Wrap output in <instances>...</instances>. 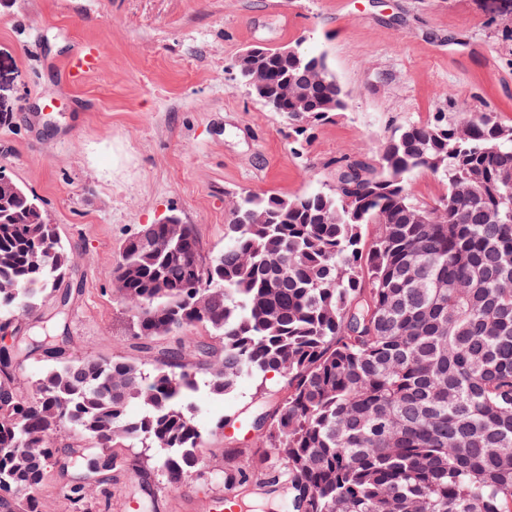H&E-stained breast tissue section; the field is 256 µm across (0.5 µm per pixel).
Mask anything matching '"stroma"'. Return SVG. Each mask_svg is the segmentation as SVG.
Masks as SVG:
<instances>
[{
    "label": "stroma",
    "instance_id": "obj_1",
    "mask_svg": "<svg viewBox=\"0 0 512 512\" xmlns=\"http://www.w3.org/2000/svg\"><path fill=\"white\" fill-rule=\"evenodd\" d=\"M493 0H0V172L35 195L71 254L68 345L78 355L150 364L129 336L111 271L124 242L177 216L203 256L224 246L232 199L282 196L334 183L337 157H374L391 131L436 112H494L512 124V41ZM306 40L346 93L343 112L295 147L287 122L239 81L248 46ZM97 65L68 76L86 46ZM282 375L239 380L189 401L202 427L201 475L171 486L160 471L135 482L113 472L109 512H291L282 494L224 485V452H251L242 424L274 404Z\"/></svg>",
    "mask_w": 512,
    "mask_h": 512
}]
</instances>
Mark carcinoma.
<instances>
[{
  "mask_svg": "<svg viewBox=\"0 0 512 512\" xmlns=\"http://www.w3.org/2000/svg\"><path fill=\"white\" fill-rule=\"evenodd\" d=\"M235 66L247 85L261 68L264 103L294 89L282 114L299 136L344 108L325 56L301 42ZM422 173L445 187L431 202L412 192ZM145 232L158 247L128 238L112 280L152 368L79 357L52 324L21 334L42 302L65 315L70 256L38 199L0 183V512H43L63 426L69 448L112 449L94 469L101 501L82 479L99 454L69 459L73 512H106L117 468L154 464L172 486L200 475L187 392L269 372L286 384L257 428L285 464L292 512H512V124L436 112L396 128L374 159L336 161L328 191L245 193L208 265L193 225ZM190 327L211 341H185ZM38 351L48 366L23 396L17 370ZM131 440L144 457L113 452ZM224 456L229 486L264 462Z\"/></svg>",
  "mask_w": 512,
  "mask_h": 512,
  "instance_id": "obj_1",
  "label": "carcinoma"
}]
</instances>
